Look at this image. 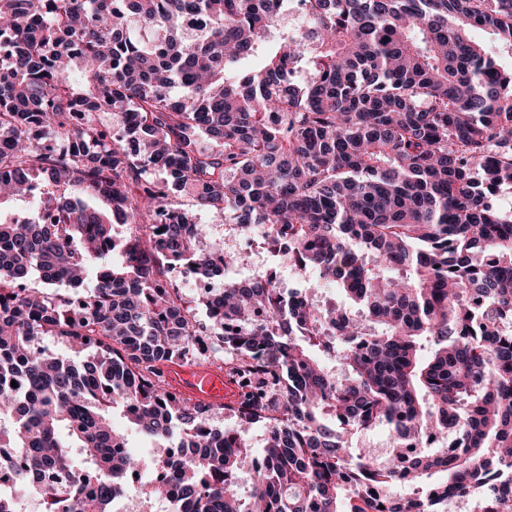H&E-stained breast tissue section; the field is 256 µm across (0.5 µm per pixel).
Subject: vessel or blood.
<instances>
[{
    "mask_svg": "<svg viewBox=\"0 0 512 512\" xmlns=\"http://www.w3.org/2000/svg\"><path fill=\"white\" fill-rule=\"evenodd\" d=\"M165 377L172 392L195 403L219 408L238 399L235 381L215 366L171 364Z\"/></svg>",
    "mask_w": 512,
    "mask_h": 512,
    "instance_id": "b4317fda",
    "label": "vessel or blood"
}]
</instances>
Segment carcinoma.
<instances>
[{"label": "carcinoma", "instance_id": "cac0c4a2", "mask_svg": "<svg viewBox=\"0 0 512 512\" xmlns=\"http://www.w3.org/2000/svg\"><path fill=\"white\" fill-rule=\"evenodd\" d=\"M503 55L512 0H0V200L59 189L37 220L0 215V448L17 451V495L111 512L142 467L119 408L159 447L192 449L153 458L159 480L140 486L177 488L189 512H443L448 489L512 512ZM184 199L243 232L288 230L318 281L226 282L200 297V325L151 261L197 254ZM224 257L213 241L194 276ZM320 281L350 309L321 306ZM218 362L264 389L225 406L233 428L164 377ZM336 424L387 426L390 453L350 451ZM401 483L411 496L391 495Z\"/></svg>", "mask_w": 512, "mask_h": 512}]
</instances>
